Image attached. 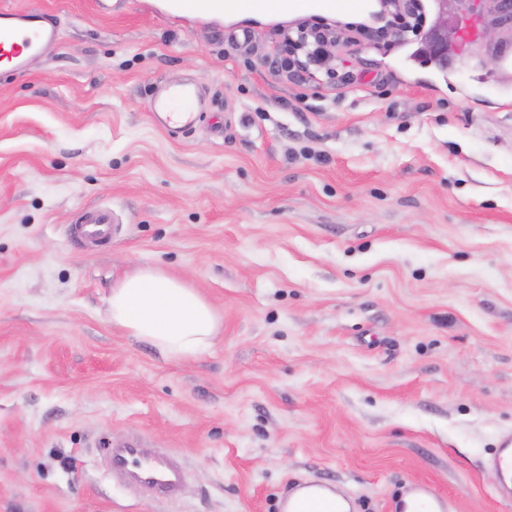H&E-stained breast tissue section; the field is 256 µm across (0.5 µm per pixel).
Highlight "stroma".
Here are the masks:
<instances>
[{
  "instance_id": "obj_1",
  "label": "stroma",
  "mask_w": 512,
  "mask_h": 512,
  "mask_svg": "<svg viewBox=\"0 0 512 512\" xmlns=\"http://www.w3.org/2000/svg\"><path fill=\"white\" fill-rule=\"evenodd\" d=\"M128 0H0L51 15L54 47L0 77V512H279L306 481L355 512H512L487 462L512 437V64L455 41L345 33L316 83L271 64L302 19L211 24ZM207 110L171 138L154 87ZM119 220L76 239L83 209ZM142 266L187 279L220 329L182 362L112 325ZM174 456L171 501L107 451Z\"/></svg>"
}]
</instances>
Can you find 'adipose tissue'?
<instances>
[{"label":"adipose tissue","mask_w":512,"mask_h":512,"mask_svg":"<svg viewBox=\"0 0 512 512\" xmlns=\"http://www.w3.org/2000/svg\"><path fill=\"white\" fill-rule=\"evenodd\" d=\"M107 306L113 326L167 359H198L218 331L213 306L185 279L159 268L141 267L117 282Z\"/></svg>","instance_id":"adipose-tissue-1"}]
</instances>
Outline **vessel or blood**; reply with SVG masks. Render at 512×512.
<instances>
[{"instance_id": "1", "label": "vessel or blood", "mask_w": 512, "mask_h": 512, "mask_svg": "<svg viewBox=\"0 0 512 512\" xmlns=\"http://www.w3.org/2000/svg\"><path fill=\"white\" fill-rule=\"evenodd\" d=\"M270 8L269 0H163L161 11L169 16H191L218 19L227 13L261 14ZM365 0H288L294 13L344 11L360 12ZM60 37L55 25L36 11L0 12V61L6 62L13 74L24 73L30 59ZM153 120L171 137L183 136L194 129L200 113L197 92L188 82L168 84L164 91L153 92L150 100ZM85 234L89 237L109 235L112 212L107 208L87 209L83 216ZM113 471L125 476L134 486L150 489L160 499L178 497L184 487L185 471L180 463L165 453H146L138 440H130L113 449ZM500 475L502 491L512 493V439H506L492 459Z\"/></svg>"}]
</instances>
